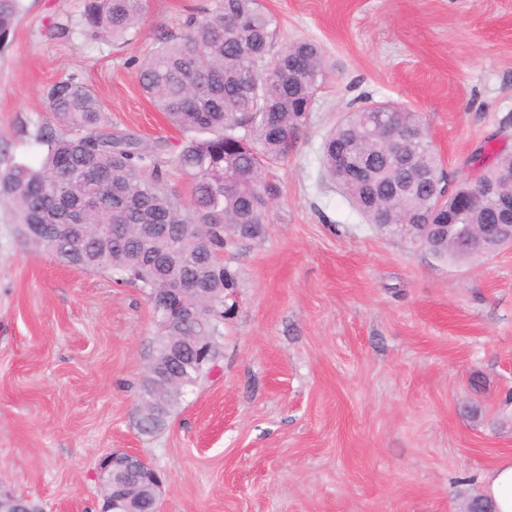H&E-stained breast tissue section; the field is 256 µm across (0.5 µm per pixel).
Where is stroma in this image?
<instances>
[{
  "label": "stroma",
  "mask_w": 512,
  "mask_h": 512,
  "mask_svg": "<svg viewBox=\"0 0 512 512\" xmlns=\"http://www.w3.org/2000/svg\"><path fill=\"white\" fill-rule=\"evenodd\" d=\"M278 42L327 76L263 241L224 254L239 286L223 357L164 428H137L157 325L147 295L60 264L0 201V496L100 512L96 464L132 452L159 512H462L512 456V247L441 259L367 223L325 177L324 134L365 99L419 112L450 179L485 141L512 152V0H260ZM213 0H145L128 43L57 38L83 0H21L0 46V164H38L46 89L77 76L107 125L176 150L138 65Z\"/></svg>",
  "instance_id": "obj_1"
}]
</instances>
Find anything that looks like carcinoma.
Listing matches in <instances>:
<instances>
[{
  "label": "carcinoma",
  "instance_id": "1",
  "mask_svg": "<svg viewBox=\"0 0 512 512\" xmlns=\"http://www.w3.org/2000/svg\"><path fill=\"white\" fill-rule=\"evenodd\" d=\"M19 12L20 0H0V44H7ZM142 15L143 0H84L80 26H65L60 35L123 39ZM275 35V20L260 0H213L204 16H187L181 34L159 39L139 63V81L144 95L183 134L172 153L104 130L99 99L76 77L52 84L48 107L67 132L39 126L36 140L45 147L39 166L11 163L0 169V196L13 203L20 230L48 225L25 239L67 266L107 272L149 297L173 279H191L207 269L206 287L215 289L216 301L224 300L237 277L221 253L239 240L265 238L279 196L269 167L295 146L307 120L304 102L326 76L318 44L289 42L273 54ZM388 119L413 149L414 169L440 170L419 113L369 101L352 121L343 119L326 134L321 163L369 223L416 233L419 225L448 213V202H439L426 182H412L406 171L385 162V143L365 127ZM352 139L360 145L356 169L334 168L336 155ZM482 151L485 177L497 183L499 194L512 196V153L489 144ZM172 171L188 180L189 208L169 189ZM495 216L491 199L468 212L464 222L489 224ZM142 224H171L173 231L144 248ZM169 255L180 264L165 263ZM194 306L196 315L183 330L212 337L210 358L216 363L224 316H215L204 301Z\"/></svg>",
  "mask_w": 512,
  "mask_h": 512
}]
</instances>
